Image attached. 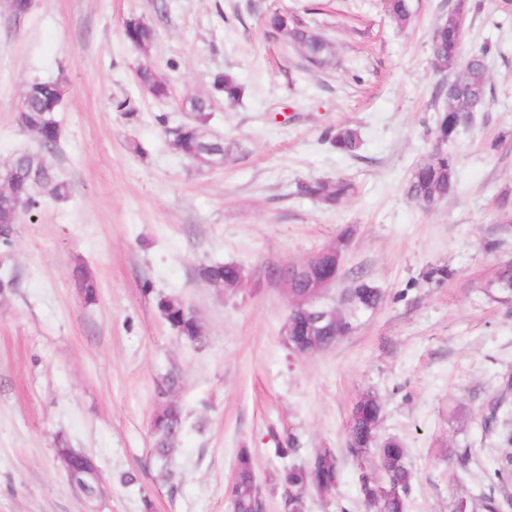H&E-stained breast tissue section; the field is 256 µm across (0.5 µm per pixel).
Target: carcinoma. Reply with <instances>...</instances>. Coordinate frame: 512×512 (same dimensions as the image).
Returning a JSON list of instances; mask_svg holds the SVG:
<instances>
[{
	"instance_id": "carcinoma-1",
	"label": "carcinoma",
	"mask_w": 512,
	"mask_h": 512,
	"mask_svg": "<svg viewBox=\"0 0 512 512\" xmlns=\"http://www.w3.org/2000/svg\"><path fill=\"white\" fill-rule=\"evenodd\" d=\"M470 8L468 0H457L455 7L438 21L430 35L432 65L442 75L435 89L436 97L443 101V105L434 137L445 143L451 142L460 131L473 124L474 113L480 111L487 102L490 92L489 50L482 48L465 59L461 56L463 33L458 31L457 16L468 14ZM388 9L396 24L405 26L410 22L408 0H388ZM266 25L272 32L286 30L289 40L303 50L306 61L312 66H322L333 56L334 45L329 39L305 26L289 25L288 20L280 14L269 16ZM124 31L137 43L141 52L148 53L155 39V31L151 26L139 19L130 18L125 22ZM137 77L139 83L149 87L155 96L159 91L166 90L165 79L148 65L139 67ZM214 84L226 99L235 101L239 98L241 87L232 75H219ZM66 93L67 88L63 82L49 90L46 82L36 81L26 89L16 114V122L22 130L35 136L39 151H20L0 169V186H5L0 191L1 246L7 248L12 245L14 225L18 223L21 213V209L10 201L8 186L34 178L46 188L51 198H65L70 193L67 181L58 178L50 167H42L37 162L43 153L57 148L60 139V120L57 114ZM170 134L175 149L183 155L194 157L201 153H214L224 156L223 142L210 140L190 126L177 127ZM324 139L336 151L346 155L357 154L362 145L358 130L349 125L326 131ZM457 164V156L446 149L440 155L429 156L415 169L406 185L405 194L408 199L425 197L441 200L447 197L456 185ZM298 191L303 196L334 206L349 197L352 186L343 179L331 183L314 179L301 184ZM237 272L238 265L233 263H209L199 266L197 276L209 284L219 276L228 279ZM72 279L84 303H94L97 298L94 273L78 264L73 269ZM345 295L358 310L375 309L383 301L381 289L360 278L345 291ZM156 307L160 316L184 340L190 343L201 341L202 326L194 310L182 298L160 295ZM181 384V374L176 368L155 380L156 408L149 427L151 454L159 473L168 480L172 478L169 459L182 434L184 420L182 410L169 405L166 395L176 393ZM382 413V403L376 396L365 394L360 397L347 423V451L356 458L360 468L358 491L362 502L373 504L377 512H406L412 472L407 463L406 450L400 441L388 438L383 442V447H376L375 437ZM503 443L505 447L501 449L496 465L489 473L493 485L512 482V433L504 435ZM373 455L380 459L383 467L378 477L364 466ZM67 478L71 483L82 485L85 502L92 503L101 498V483L92 477L73 472ZM339 480V458L332 449L319 450L303 463L288 464L278 475L282 488V512H300L309 491L318 488L329 494L336 489ZM259 487L252 456L248 450L243 449L237 455L233 478L228 486L233 512H259L262 505Z\"/></svg>"
}]
</instances>
